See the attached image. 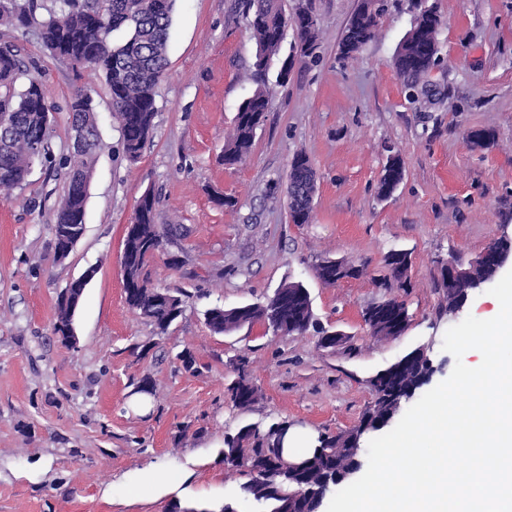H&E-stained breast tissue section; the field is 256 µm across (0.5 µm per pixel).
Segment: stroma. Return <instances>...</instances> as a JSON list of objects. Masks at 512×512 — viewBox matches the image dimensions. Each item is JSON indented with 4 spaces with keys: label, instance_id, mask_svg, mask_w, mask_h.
Masks as SVG:
<instances>
[{
    "label": "stroma",
    "instance_id": "35a3bbf8",
    "mask_svg": "<svg viewBox=\"0 0 512 512\" xmlns=\"http://www.w3.org/2000/svg\"><path fill=\"white\" fill-rule=\"evenodd\" d=\"M434 2L443 25L433 79L449 95L412 99L393 68L415 0H394L375 38L345 62L338 44L358 0H313L321 60L295 59L286 84L269 80L271 110L236 166L221 159L224 139L256 88L240 0H175L153 133L134 163L104 76L75 78L35 28L0 26V44L18 45L46 89L53 154L71 149L76 88L91 96L99 134L85 232L67 259L52 248L64 171L35 161L23 188L0 195V512H171L176 503L220 512L227 502L255 512L240 493L242 468L224 463L225 433L281 421L316 438L348 430L371 400L370 378L422 346L432 384L448 378L446 331L468 315L488 319L494 298L480 288L449 314L442 263L512 236V0ZM477 131L493 143L474 146ZM392 150L405 177L383 200L376 185ZM298 152L317 179L305 224L291 222L286 192ZM147 190L157 223L183 227L153 259L151 280L190 296L161 338L127 305L120 264L125 226ZM220 196L234 206L218 205ZM393 249L412 258L400 291L411 320L380 340L361 314L390 294L384 259ZM326 257L363 273L324 284L315 267ZM91 268L70 346L54 333L57 299ZM286 280L305 284L322 326L343 333L340 345L320 347L313 331L276 336L260 322L226 335L205 325V309L263 301ZM185 349L195 370L176 358ZM241 355L261 394L245 413L224 394ZM142 383L151 391L144 409L134 400Z\"/></svg>",
    "mask_w": 512,
    "mask_h": 512
}]
</instances>
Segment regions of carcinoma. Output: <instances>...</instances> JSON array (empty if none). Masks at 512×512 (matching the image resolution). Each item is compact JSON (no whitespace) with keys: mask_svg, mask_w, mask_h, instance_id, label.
Returning <instances> with one entry per match:
<instances>
[{"mask_svg":"<svg viewBox=\"0 0 512 512\" xmlns=\"http://www.w3.org/2000/svg\"><path fill=\"white\" fill-rule=\"evenodd\" d=\"M57 10H48L39 20L38 0H0V25L14 28L38 27L39 37L47 49H55L67 56L75 72L84 68L101 71L107 81L112 110L122 133L127 158L137 160L154 127L157 112L155 89L167 66V46L171 25L173 0H59ZM387 0H361L343 32L339 59L346 60L367 44L374 36ZM248 27L256 42V54L251 67V78L256 82L254 93L239 106L233 133L224 144V164L242 163L251 151L256 131L263 124L270 108L266 79L274 59L282 52L285 31L293 29L295 39L307 46L306 58H319L320 29L311 0H296L287 13L281 0H245ZM441 16L433 4L414 18L413 25L402 42L394 61L398 76L412 86L420 75L438 65L436 46L437 28ZM125 31L118 43L110 34ZM71 129L86 147L72 144L69 154L58 160V166L67 170V185L56 211L53 225V244L59 245L69 231L84 223L85 206L91 168L99 146L95 109L90 96L81 90L70 98ZM50 112L46 93L41 83L30 74L21 49L12 44L0 46V114H8L9 121L0 125V194L10 196L24 186L30 171L33 144L39 145V158L52 161L47 113ZM404 178V168L395 166L387 157L377 183V194L389 197ZM316 173L309 158L297 153L292 158L288 176L287 194L290 217L295 224L309 221L313 208ZM157 198L152 195L142 203L138 226L129 232L127 263L131 269L132 288L125 289L128 306L148 318L158 336H166L172 324L183 315L189 296L177 292L178 302L168 304L166 291L153 286L142 276L147 265L146 252L180 235V225L161 226L155 222ZM283 294V318L300 317L304 329L316 325L311 298ZM276 300L251 303L232 308L211 307L203 312L206 326L215 334H222L227 325L268 320V313ZM384 397L370 402L362 413L356 428L368 427L377 432L379 422L387 415L385 405L394 395L405 390L396 389L388 380L378 387ZM236 408L248 411L255 404L257 389L249 375L239 373L226 388ZM288 422L268 428L252 423L224 435V459L235 460L247 470L249 480L241 485L244 497L260 503L264 512H320L324 505L321 489L310 491L305 474L288 480V473L280 469L281 436ZM344 449L336 437L329 436L321 447L308 458L317 461L319 472L327 479L336 480Z\"/></svg>","mask_w":512,"mask_h":512,"instance_id":"obj_1","label":"carcinoma"}]
</instances>
